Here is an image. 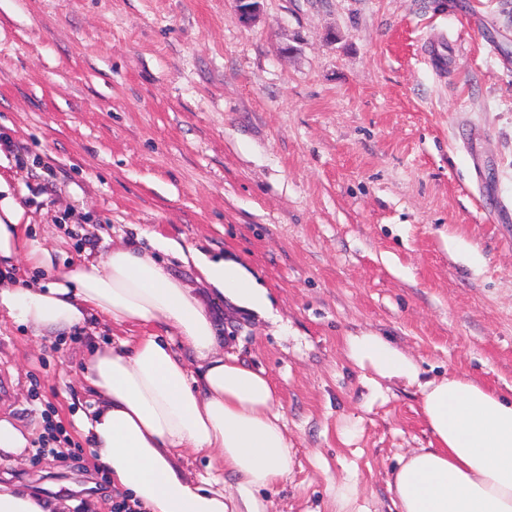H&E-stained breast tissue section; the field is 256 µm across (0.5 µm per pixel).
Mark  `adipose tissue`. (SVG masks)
<instances>
[{
  "label": "adipose tissue",
  "instance_id": "adipose-tissue-1",
  "mask_svg": "<svg viewBox=\"0 0 512 512\" xmlns=\"http://www.w3.org/2000/svg\"><path fill=\"white\" fill-rule=\"evenodd\" d=\"M161 249L190 258L214 294L258 314L270 310L265 288L235 261ZM47 271L21 280L13 261ZM42 335L67 332L98 317L125 334L95 350L83 378L98 402L76 425L116 490L146 512H267L261 490L287 479L291 444L279 389L265 370L224 350L219 316L146 250L116 246L66 269L21 224L0 222V317ZM344 355L380 382L417 387L430 447L401 456L387 481L395 512H512V393L470 378L422 379L418 362L371 332L344 339ZM205 463L189 477L183 450ZM232 486H225V476ZM46 498L0 484V512H68Z\"/></svg>",
  "mask_w": 512,
  "mask_h": 512
}]
</instances>
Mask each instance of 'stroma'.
I'll list each match as a JSON object with an SVG mask.
<instances>
[{
    "mask_svg": "<svg viewBox=\"0 0 512 512\" xmlns=\"http://www.w3.org/2000/svg\"><path fill=\"white\" fill-rule=\"evenodd\" d=\"M0 0V189L59 266L132 229L234 260L266 316L224 307V349L278 384L291 443L267 512H336L351 481L390 512L387 471L428 447L416 388L372 391L343 355L371 331L424 378L512 386V0ZM96 236V249L76 235ZM0 321V416L76 441L92 345ZM0 481L112 512L88 449L22 454Z\"/></svg>",
    "mask_w": 512,
    "mask_h": 512,
    "instance_id": "35a3bbf8",
    "label": "stroma"
}]
</instances>
